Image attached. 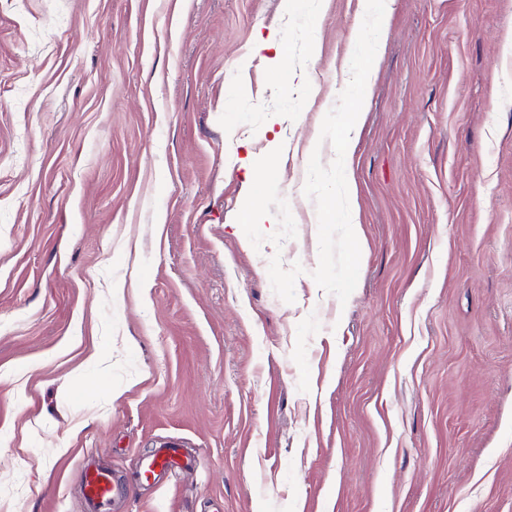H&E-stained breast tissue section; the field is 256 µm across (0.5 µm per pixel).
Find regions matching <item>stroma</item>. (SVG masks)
Listing matches in <instances>:
<instances>
[{
	"mask_svg": "<svg viewBox=\"0 0 512 512\" xmlns=\"http://www.w3.org/2000/svg\"><path fill=\"white\" fill-rule=\"evenodd\" d=\"M359 13L0 0V512L164 441L116 512H512V0H395L343 304L303 188ZM182 448L177 444L157 448L141 465L139 480L151 483L180 466Z\"/></svg>",
	"mask_w": 512,
	"mask_h": 512,
	"instance_id": "obj_1",
	"label": "stroma"
}]
</instances>
